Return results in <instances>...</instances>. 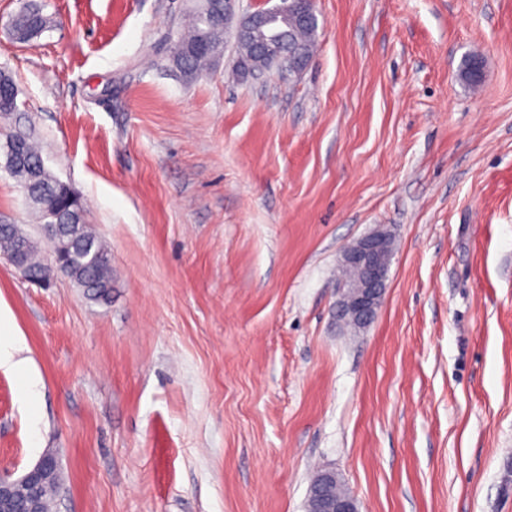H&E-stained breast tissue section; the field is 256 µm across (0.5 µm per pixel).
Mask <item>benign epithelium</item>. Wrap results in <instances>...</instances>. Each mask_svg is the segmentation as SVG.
Wrapping results in <instances>:
<instances>
[{"label": "benign epithelium", "instance_id": "7a95c632", "mask_svg": "<svg viewBox=\"0 0 512 512\" xmlns=\"http://www.w3.org/2000/svg\"><path fill=\"white\" fill-rule=\"evenodd\" d=\"M208 4L216 28H229L232 21L234 37L252 34L250 24L260 28L258 48L261 52L280 57L276 74L287 80L309 65L295 53L284 51L280 33L293 17L300 22L318 23L315 0H267L271 6L239 13L241 0H202ZM60 215L53 216L55 223L44 225V240L55 255L57 263L64 266L77 243L76 225L58 222ZM391 231L379 226L342 252V265L351 272V278L341 288L337 305L338 317L348 319L353 326L365 328L375 319L387 287L392 252L389 248ZM60 468L56 457L47 453L17 479L9 474L0 475V512H42L39 490L45 483H56ZM339 477L333 470L322 471L307 495L306 512H360L359 502L352 495L338 496L334 489Z\"/></svg>", "mask_w": 512, "mask_h": 512}]
</instances>
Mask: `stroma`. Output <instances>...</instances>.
Returning <instances> with one entry per match:
<instances>
[{
    "label": "stroma",
    "mask_w": 512,
    "mask_h": 512,
    "mask_svg": "<svg viewBox=\"0 0 512 512\" xmlns=\"http://www.w3.org/2000/svg\"><path fill=\"white\" fill-rule=\"evenodd\" d=\"M0 70L22 133L84 200L114 288L27 282L0 318V473L55 453L52 512H304L335 469L361 512H512V0H316L310 65L195 79L186 0H39ZM484 61L482 83L459 77ZM0 224L41 238L0 167ZM386 225L375 321L336 320L338 259ZM50 24V18L41 10H32L18 14L14 19L13 26L16 29L26 31L30 37L39 32H44Z\"/></svg>",
    "instance_id": "stroma-1"
}]
</instances>
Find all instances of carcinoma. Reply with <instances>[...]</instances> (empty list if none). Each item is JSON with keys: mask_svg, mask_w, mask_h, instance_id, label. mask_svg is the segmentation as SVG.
Returning <instances> with one entry per match:
<instances>
[{"mask_svg": "<svg viewBox=\"0 0 512 512\" xmlns=\"http://www.w3.org/2000/svg\"><path fill=\"white\" fill-rule=\"evenodd\" d=\"M201 8V4L193 3L189 14L188 34L182 36L173 48V63L187 79L194 78L212 63L216 55L224 51V33L219 29L212 34L209 50H197L198 39L204 33L203 26L208 24V20L199 15ZM49 24L50 18L43 11L34 8L17 15L13 26L32 36L45 31ZM317 32L318 28L315 26L290 30L286 28L283 31V40L301 55L310 57L316 46ZM238 49L239 59L248 62L253 69L268 66V63L255 53L251 44L240 42ZM460 76L469 86H479L480 75L475 70V58L464 60ZM9 143L20 146L23 151V159L14 165L12 174L23 184L37 185L44 194L45 207L66 213H82L79 223L80 247L71 254L69 265L63 268L54 259L45 261L37 253L36 248L32 247L27 252V265L31 274L39 280H48L59 271L76 281L88 300L96 303L108 302L113 288L111 258L106 245L95 234L91 225L86 223L82 202L73 198L68 189L61 187L59 180L42 165L41 155L31 141L16 134L10 137ZM23 237L24 234L18 229L0 233V250L9 256L14 255Z\"/></svg>", "mask_w": 512, "mask_h": 512, "instance_id": "obj_1", "label": "carcinoma"}]
</instances>
